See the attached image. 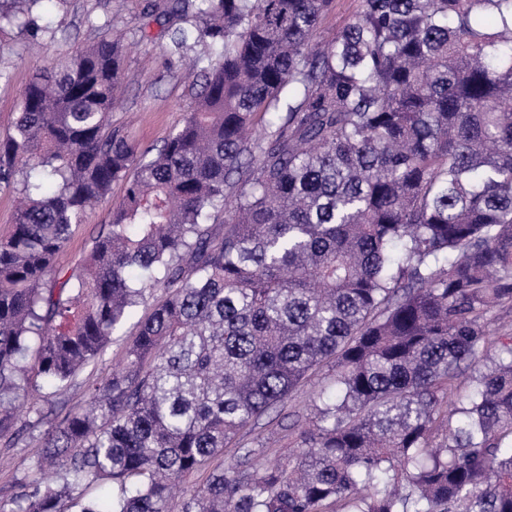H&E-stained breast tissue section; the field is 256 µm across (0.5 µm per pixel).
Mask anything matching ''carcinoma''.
Wrapping results in <instances>:
<instances>
[{
	"instance_id": "obj_1",
	"label": "carcinoma",
	"mask_w": 512,
	"mask_h": 512,
	"mask_svg": "<svg viewBox=\"0 0 512 512\" xmlns=\"http://www.w3.org/2000/svg\"><path fill=\"white\" fill-rule=\"evenodd\" d=\"M40 2L0 0V23L41 41ZM332 4H150L168 64L204 46L159 147L112 128L126 50L107 29L26 87L0 137V192L23 196L0 238V442L162 299L0 512H512V336L485 321L512 304V0H355L318 42ZM328 364L295 458L241 448L176 500ZM125 184L117 182L112 185L109 196L99 201L89 212L82 224L74 226L73 234L67 247L58 256L57 269L61 280L76 270L81 259L87 254L97 236L101 225L108 224L111 220L113 205L120 202L124 196Z\"/></svg>"
}]
</instances>
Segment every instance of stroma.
<instances>
[{"label":"stroma","mask_w":512,"mask_h":512,"mask_svg":"<svg viewBox=\"0 0 512 512\" xmlns=\"http://www.w3.org/2000/svg\"><path fill=\"white\" fill-rule=\"evenodd\" d=\"M146 4L147 0H42L39 12L49 21L54 36L38 45L17 27L0 26V70L8 74L6 80L0 81V136L11 131L22 93L35 70L47 60L67 56L95 41L99 25L108 21L113 32L121 34L128 45L119 106L112 113V124L133 141L162 145L191 109L192 78L189 59L168 68L163 54L168 39L147 15ZM124 191V183L113 184L109 196L93 207L84 223L75 226L57 259L60 277L76 270L101 226L110 222L112 207L120 202ZM135 331L130 322L114 334L104 360L89 365L66 394L67 407L84 404L88 383L106 376L120 361ZM333 386L332 368H323L294 390L283 406L263 416L257 425L244 429L239 442L259 448L263 461L287 462L299 450L298 420L310 413L318 392ZM39 451L40 445L35 441L13 447L0 445V497L8 495L15 481L26 476L28 461Z\"/></svg>","instance_id":"35a3bbf8"}]
</instances>
